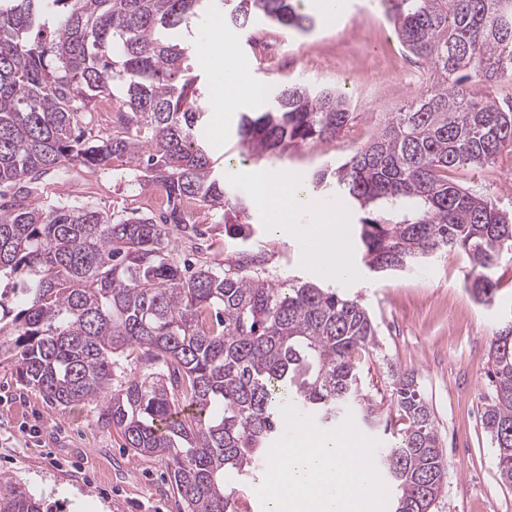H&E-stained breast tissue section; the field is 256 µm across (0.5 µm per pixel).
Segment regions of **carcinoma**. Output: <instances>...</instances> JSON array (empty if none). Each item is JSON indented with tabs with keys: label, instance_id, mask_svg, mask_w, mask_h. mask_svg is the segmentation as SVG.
I'll list each match as a JSON object with an SVG mask.
<instances>
[{
	"label": "carcinoma",
	"instance_id": "carcinoma-1",
	"mask_svg": "<svg viewBox=\"0 0 512 512\" xmlns=\"http://www.w3.org/2000/svg\"><path fill=\"white\" fill-rule=\"evenodd\" d=\"M402 47L426 65L429 87L345 162L312 179L362 212L358 240L370 270L392 272L464 251L471 291L489 303L493 269L512 246V216L448 181L460 166L493 163L512 146V105L477 100L470 83L512 76V0H381ZM299 0H233L224 21L247 34L260 19L303 28ZM225 0H0V361L52 405L93 404L125 447L159 457L181 512H241L231 483L268 460L290 402L322 428L353 409L368 427L379 409L362 393L354 353L374 343L356 299L311 282L284 288L254 261L204 257L182 200L224 210L235 234L242 202L213 177L198 142L206 119L185 48L160 37L190 27ZM112 104L101 133L96 99ZM345 97L304 84L277 90L241 115L248 156H282L340 134ZM123 158L141 184H161L168 210L114 218L87 204L26 203L41 176ZM203 258L175 257L170 231ZM495 395L481 423L501 481L512 485V315L491 339ZM408 425L375 455L396 493L393 512H434L447 464L433 410L414 375L393 374ZM0 512H43L21 484L0 480Z\"/></svg>",
	"mask_w": 512,
	"mask_h": 512
}]
</instances>
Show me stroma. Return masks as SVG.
Here are the masks:
<instances>
[{
	"instance_id": "35a3bbf8",
	"label": "stroma",
	"mask_w": 512,
	"mask_h": 512,
	"mask_svg": "<svg viewBox=\"0 0 512 512\" xmlns=\"http://www.w3.org/2000/svg\"><path fill=\"white\" fill-rule=\"evenodd\" d=\"M304 8L314 21L309 30L257 24V34L277 39L278 51L271 57L246 45L238 30L214 14H202L190 31H170L172 40L187 46L205 93L200 106L207 122L198 135L211 152L216 172L243 203L240 221L251 226L252 234L245 240L232 237L224 228L223 210L206 205L190 221L206 231L213 262L247 255L274 283L298 278L359 299L377 338L358 350L355 360L365 393L391 422L390 430L372 429L371 437L386 447L405 427L392 404L391 371L413 372L433 406L448 463L445 496L437 512H512V486L498 478L495 450L480 421L494 393L487 377L490 341L500 318L512 312V251L498 260L496 301L488 307L466 288L470 262L461 251L438 253L402 271H370L355 238L360 214L347 205L339 214L347 240L340 256L354 274L335 280L307 265L301 238L273 228L277 220L313 224L316 215L262 204L249 179L254 169L285 171L312 186L321 201L335 200L334 189L313 186V172L342 163L373 136L386 113L427 89L423 65L397 56L399 42L380 0H344L342 11L331 20L312 0H305ZM208 43L232 50L238 82L225 83L221 69L201 61L197 49ZM243 83L333 89L349 100L354 118L336 139L307 143L281 157L249 159L240 153L237 127L242 113L258 109L261 102L241 97ZM448 178L512 212V148L504 149L493 164L462 166ZM140 191L127 164L115 160L105 170L73 165L48 172L32 199L43 207L84 202L122 216L137 207ZM1 477L20 482L45 512H180L163 463L125 448L120 432L98 424L93 407L77 412L50 405L22 386L15 366L7 362L0 364Z\"/></svg>"
}]
</instances>
